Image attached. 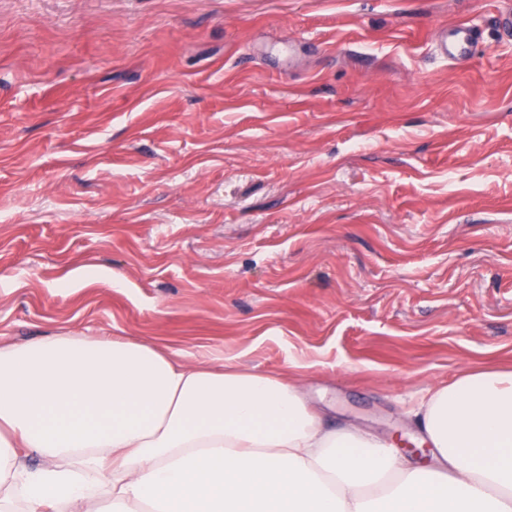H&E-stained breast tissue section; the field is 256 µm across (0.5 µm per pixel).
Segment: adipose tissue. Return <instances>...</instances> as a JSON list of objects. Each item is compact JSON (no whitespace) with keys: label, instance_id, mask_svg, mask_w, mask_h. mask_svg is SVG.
Here are the masks:
<instances>
[{"label":"adipose tissue","instance_id":"adipose-tissue-1","mask_svg":"<svg viewBox=\"0 0 512 512\" xmlns=\"http://www.w3.org/2000/svg\"><path fill=\"white\" fill-rule=\"evenodd\" d=\"M411 414L433 464L328 429L276 374L120 338L0 344V512H512V372L463 373Z\"/></svg>","mask_w":512,"mask_h":512}]
</instances>
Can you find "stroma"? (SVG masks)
I'll return each instance as SVG.
<instances>
[{"instance_id":"stroma-1","label":"stroma","mask_w":512,"mask_h":512,"mask_svg":"<svg viewBox=\"0 0 512 512\" xmlns=\"http://www.w3.org/2000/svg\"><path fill=\"white\" fill-rule=\"evenodd\" d=\"M506 11L0 0V343L303 363L328 428L418 442L421 391L512 368ZM439 49L445 57H450L455 60L465 59L469 54L465 24L460 23L456 25L449 39L448 33H445L440 39Z\"/></svg>"}]
</instances>
